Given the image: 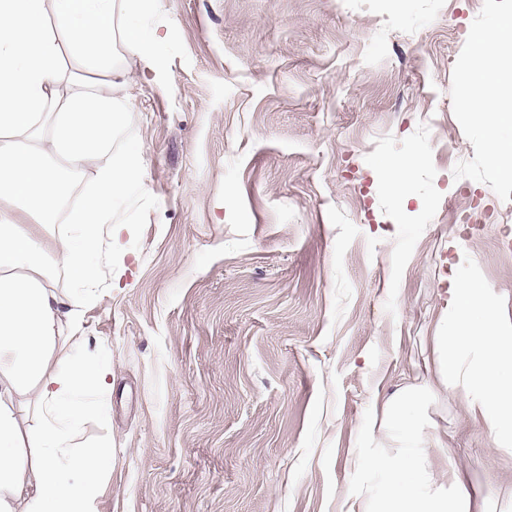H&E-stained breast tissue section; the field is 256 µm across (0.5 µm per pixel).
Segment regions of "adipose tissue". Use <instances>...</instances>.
<instances>
[{
	"label": "adipose tissue",
	"instance_id": "adipose-tissue-1",
	"mask_svg": "<svg viewBox=\"0 0 512 512\" xmlns=\"http://www.w3.org/2000/svg\"><path fill=\"white\" fill-rule=\"evenodd\" d=\"M148 0H0V512H95L108 454L81 440L91 401L112 375L108 359L82 354L79 307L98 275L102 254L120 251L114 210L142 182L141 151L114 150L133 109L120 51L155 67L158 50L141 18ZM465 76L474 122L484 125L492 170L512 180V7L473 37ZM95 183L70 208L62 203L77 176ZM74 293L62 297L57 271ZM75 352L54 355L59 339ZM434 372L421 390L382 402L370 430L389 429L397 448L366 450L360 467L377 488L354 497L347 512H512V498L477 494L456 462L435 470L439 440L419 412L421 392L460 394L469 416L512 452V320L479 277L448 290L447 314L430 338ZM25 398L35 425L22 430L13 408Z\"/></svg>",
	"mask_w": 512,
	"mask_h": 512
}]
</instances>
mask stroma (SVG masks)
I'll return each instance as SVG.
<instances>
[{
	"mask_svg": "<svg viewBox=\"0 0 512 512\" xmlns=\"http://www.w3.org/2000/svg\"><path fill=\"white\" fill-rule=\"evenodd\" d=\"M503 0H153L126 61L144 178L80 330L112 361L97 512H347L375 397L421 382L456 277L512 318V180L468 114L472 33ZM424 156L398 211L386 163ZM476 490L496 452L424 398Z\"/></svg>",
	"mask_w": 512,
	"mask_h": 512,
	"instance_id": "1",
	"label": "stroma"
}]
</instances>
